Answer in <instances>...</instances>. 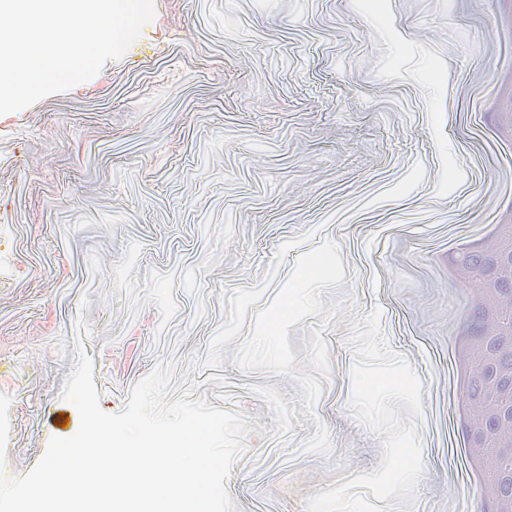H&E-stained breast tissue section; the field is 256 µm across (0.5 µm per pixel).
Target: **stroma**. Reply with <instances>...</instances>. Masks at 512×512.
<instances>
[{
	"mask_svg": "<svg viewBox=\"0 0 512 512\" xmlns=\"http://www.w3.org/2000/svg\"><path fill=\"white\" fill-rule=\"evenodd\" d=\"M120 57L0 115V475L161 369L170 402L241 413L235 512H306L376 470L351 414L356 331L421 383L410 504L482 512L453 345L451 248L512 201L488 108L512 47L494 0H154Z\"/></svg>",
	"mask_w": 512,
	"mask_h": 512,
	"instance_id": "35a3bbf8",
	"label": "stroma"
}]
</instances>
